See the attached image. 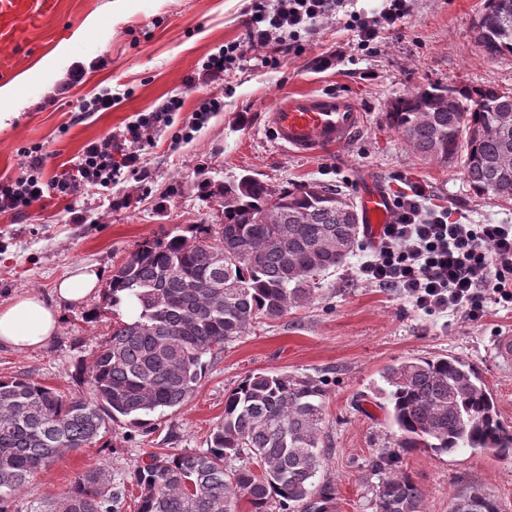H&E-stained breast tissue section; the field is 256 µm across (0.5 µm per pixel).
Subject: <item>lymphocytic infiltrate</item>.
<instances>
[{
	"label": "lymphocytic infiltrate",
	"mask_w": 512,
	"mask_h": 512,
	"mask_svg": "<svg viewBox=\"0 0 512 512\" xmlns=\"http://www.w3.org/2000/svg\"><path fill=\"white\" fill-rule=\"evenodd\" d=\"M338 6V0H251L250 41L281 42L283 33L311 30ZM180 107L172 100L138 114L123 132L88 144L47 180L45 154L27 151L22 176L0 184V212L20 214L45 199L71 198L85 187L122 180L140 164L138 145L170 126ZM424 200L415 184L396 195L390 222L378 229L374 248L359 267L361 278L400 289L423 312L461 311L475 322L488 303L512 305V225L466 224L452 219L447 208L425 209Z\"/></svg>",
	"instance_id": "lymphocytic-infiltrate-1"
}]
</instances>
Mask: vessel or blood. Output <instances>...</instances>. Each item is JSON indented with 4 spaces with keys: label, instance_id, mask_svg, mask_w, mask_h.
Returning a JSON list of instances; mask_svg holds the SVG:
<instances>
[{
    "label": "vessel or blood",
    "instance_id": "obj_1",
    "mask_svg": "<svg viewBox=\"0 0 512 512\" xmlns=\"http://www.w3.org/2000/svg\"><path fill=\"white\" fill-rule=\"evenodd\" d=\"M58 0H0V46L26 44L30 28L56 13ZM364 114L355 96L340 90L286 92L267 114V127L288 151L305 156L348 142L361 129ZM364 224L374 229L390 220V200L378 190L362 198Z\"/></svg>",
    "mask_w": 512,
    "mask_h": 512
}]
</instances>
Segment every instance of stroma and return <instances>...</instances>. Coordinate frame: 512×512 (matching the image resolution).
Masks as SVG:
<instances>
[{"label":"stroma","instance_id":"35a3bbf8","mask_svg":"<svg viewBox=\"0 0 512 512\" xmlns=\"http://www.w3.org/2000/svg\"><path fill=\"white\" fill-rule=\"evenodd\" d=\"M485 2L407 0L400 26L382 30L366 50L348 22L354 15H379L389 0H345L338 14L320 19L282 49L250 47V0H59L56 14L33 32L24 50L5 53L9 74L0 76V85L19 82L21 96L0 99V113L12 115L0 128V183L21 174L29 148L46 155L49 178L138 113L155 111L173 97L181 107L170 126L142 144L144 179L89 186L74 199L19 215L0 213V304L31 291L50 295L57 279L81 262L111 276L137 245L173 228L222 223L220 203L196 190L205 174L222 181L250 172L277 187L318 182L355 200L368 180H377L391 197L407 178L471 223L512 224V203L477 195L461 165L421 162L384 121L392 101L424 84L512 89V58L487 59L471 37ZM91 19L96 25L90 29ZM231 42L240 44L242 58L224 80L210 81L203 61ZM61 45L66 54L55 56ZM74 64L85 67L75 86L68 78ZM322 89L352 93L365 112L362 129L348 144L316 157L289 153L266 128V111L280 93ZM99 91L113 95L112 109L84 111L83 100ZM212 97L223 100V110L185 136L193 113ZM368 253V247L357 248L326 274L312 303L226 344L208 360L194 396L182 407L153 414L139 428L112 424L95 446L69 453L38 474L16 496L11 512H34L89 469L118 480L150 452L205 448L224 417L225 395L256 370L323 382L324 448L317 477L336 483L338 512L376 509L379 480L367 460L395 442L374 404L385 365L442 353L469 360L480 368L501 419L512 426V362L496 355L499 336L512 333V308L488 305L477 323L459 313H424L400 289L360 280L358 267ZM111 329L102 295L63 307L50 345L22 353L0 349V376L25 374L68 396L87 395L81 369ZM402 467L422 489L426 512H448L451 497L472 486L512 512V461L468 449L441 456L413 450L403 456Z\"/></svg>","mask_w":512,"mask_h":512}]
</instances>
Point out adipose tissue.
Segmentation results:
<instances>
[{
	"instance_id": "ef3b65f1",
	"label": "adipose tissue",
	"mask_w": 512,
	"mask_h": 512,
	"mask_svg": "<svg viewBox=\"0 0 512 512\" xmlns=\"http://www.w3.org/2000/svg\"><path fill=\"white\" fill-rule=\"evenodd\" d=\"M102 278L96 265L82 263L57 282L53 299L32 291L0 305V348L23 352L47 346L60 329V308L82 304L98 292Z\"/></svg>"
}]
</instances>
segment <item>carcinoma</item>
Returning <instances> with one entry per match:
<instances>
[{
	"mask_svg": "<svg viewBox=\"0 0 512 512\" xmlns=\"http://www.w3.org/2000/svg\"><path fill=\"white\" fill-rule=\"evenodd\" d=\"M493 39L487 58L512 55V0H486L474 21ZM469 86L430 83L396 100L385 113L423 161L458 158L461 124L472 128L461 165L479 195L512 196V92L485 86L481 102ZM200 195H221L224 222L199 224L187 237L171 231L142 242L112 270L105 302L118 319L88 369L87 398L25 375L0 377V512L42 470L63 455L93 446L124 420L148 424L196 392L204 357L255 325L277 320L315 298L323 275L359 245L361 217L343 209L342 191L323 184L277 188L245 174L222 184L208 177ZM384 402L396 428L394 447L369 460L380 477L375 512H425L423 492L401 468L402 456L461 449L512 460V426L500 419L479 368L453 355L410 358L384 368ZM321 381L253 371L224 396V419L206 449L153 453L118 482L93 470L75 478L40 512H124L130 489L136 512H337L338 490L316 481L324 436ZM238 460L242 465L230 466ZM449 512H502L498 500L473 488Z\"/></svg>",
	"mask_w": 512,
	"mask_h": 512,
	"instance_id": "cac0c4a2",
	"label": "carcinoma"
}]
</instances>
